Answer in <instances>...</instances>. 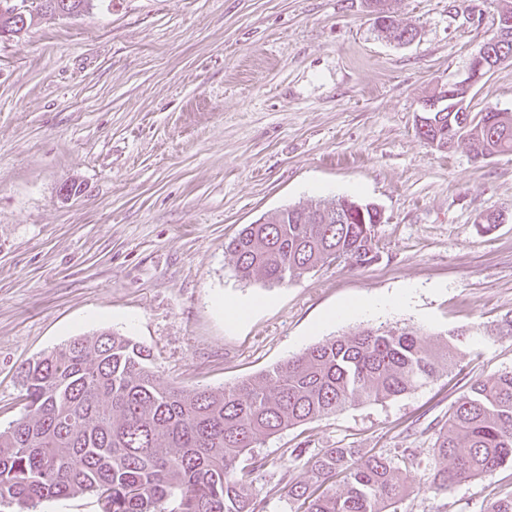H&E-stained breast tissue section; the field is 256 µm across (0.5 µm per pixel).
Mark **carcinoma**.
<instances>
[{
    "mask_svg": "<svg viewBox=\"0 0 512 512\" xmlns=\"http://www.w3.org/2000/svg\"><path fill=\"white\" fill-rule=\"evenodd\" d=\"M398 43L413 29L390 23ZM512 60V36L490 46ZM453 145L476 159L512 152V112L444 113ZM357 224L340 197L285 208L245 225L225 247L235 276L283 286L317 267L379 259L376 225ZM512 336V314L481 330ZM466 332L427 344L419 329L368 326L325 339L264 374L221 389L164 382L150 350L115 331L74 338L18 373L26 412L0 429V504L36 512L46 500L88 494L99 512H260L253 487L266 461L254 449L284 430L362 402L409 394L460 365ZM425 491L512 461V371L476 378L439 429ZM314 479L286 486L293 512H397L407 477L392 458L329 448Z\"/></svg>",
    "mask_w": 512,
    "mask_h": 512,
    "instance_id": "obj_1",
    "label": "carcinoma"
}]
</instances>
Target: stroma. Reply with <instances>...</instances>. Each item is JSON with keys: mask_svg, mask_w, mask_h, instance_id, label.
<instances>
[{"mask_svg": "<svg viewBox=\"0 0 512 512\" xmlns=\"http://www.w3.org/2000/svg\"><path fill=\"white\" fill-rule=\"evenodd\" d=\"M389 7L410 43L384 38L366 0H99L0 39V428L24 411L19 368L98 330L147 346L165 381L216 389L368 325L437 346L512 312V154L477 162L416 133L422 98L465 76L500 2ZM467 104L512 112V61ZM334 195L382 211L377 262L272 288L235 278L224 245L244 225ZM490 212L503 221L485 233ZM405 288L409 307L330 318ZM228 297L253 306L233 326ZM465 352L415 392L267 439L260 485L361 448L406 474L399 512H485L512 493V462L442 498L422 491L469 381L512 369L510 336Z\"/></svg>", "mask_w": 512, "mask_h": 512, "instance_id": "1", "label": "stroma"}]
</instances>
